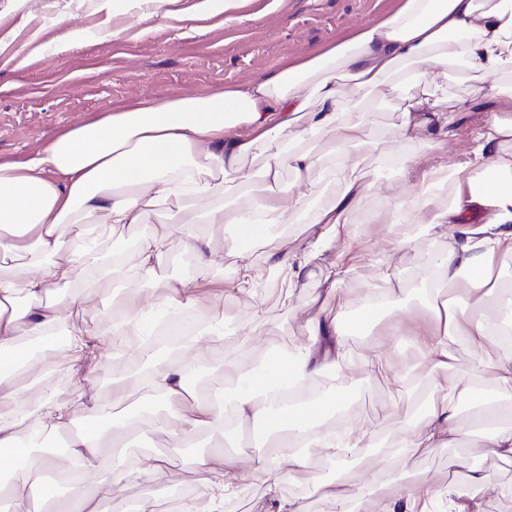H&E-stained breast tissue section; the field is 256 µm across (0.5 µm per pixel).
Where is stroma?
<instances>
[{"label": "stroma", "instance_id": "obj_1", "mask_svg": "<svg viewBox=\"0 0 512 512\" xmlns=\"http://www.w3.org/2000/svg\"><path fill=\"white\" fill-rule=\"evenodd\" d=\"M267 2L255 0L251 18L238 22H225L218 15L169 28L144 14L134 0H111L105 10L98 8L96 0H0V163L25 160L66 128L123 106L204 95L230 84L248 83L288 59L371 23L396 0H280L272 10ZM114 28L121 29V36L106 39V32ZM441 84L437 108L455 112V137L439 146L425 134L403 145L395 142L393 133L406 102L396 95L378 97L363 119L365 134L378 141L379 151L364 157L362 175L410 193L418 183L417 175L402 174L385 163V156L402 150L418 156L425 166L454 161L467 150L473 130L491 113L512 107L511 100L486 83L445 78ZM385 206L383 197H369L352 213L348 231L352 251L361 260L343 288L351 305H358L366 293L388 288L383 272L389 268L400 274L406 291L398 307L380 311L364 329L349 333L344 344L356 358L369 354L378 343L394 360L415 361L421 356L416 336L432 325L421 288L436 245L431 238L416 237L391 247L396 223L415 222L419 216L399 212L390 219L384 214ZM201 230L216 260L208 273H201L195 255L173 229L168 238L169 261L155 279L142 281L130 275L121 290L95 283L54 289L51 298L61 313L62 328L81 326L100 332L96 357L88 364L95 382L87 387L100 400H108L113 380L130 371L127 360L113 356L102 329L114 313L165 297L179 280L196 283L195 309L206 321L223 319L226 327L239 329L245 336L243 342L227 347L203 343L205 383L219 382L217 364L225 353L261 358L309 344L303 307L309 299L324 297V283L304 280L292 289L275 270L263 267L264 253L285 244L279 237L251 246L239 243L231 224H205ZM243 259L262 266L256 296L220 298L223 284ZM77 291L86 299L75 314L69 302ZM256 304L261 307L257 317L252 314ZM396 319L409 328V335L388 336ZM331 385L344 400L329 417V425L348 423L368 430L374 442L337 466L328 458L313 457L305 477L283 483V495L303 500L310 512H336L334 503L313 496L315 484L338 482L353 472L372 478L382 461L392 458L398 427L423 420V403L429 397L428 390L411 393L359 366L336 373ZM113 430L123 435L130 454L156 453L169 464L118 485L112 484L108 471L92 473L90 482L104 497L107 512H128L146 496L156 499L163 510L174 502L203 501L204 462L223 452L247 468L260 453L256 445L241 447L207 429L197 432L198 443L189 448L169 447L166 434L158 430H127L119 421ZM457 454L479 465L492 486L481 501V512H512V464L490 456L476 435L459 448L418 449L410 459L397 463L394 474L410 472L441 484L448 480L449 457Z\"/></svg>", "mask_w": 512, "mask_h": 512}]
</instances>
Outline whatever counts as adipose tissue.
I'll use <instances>...</instances> for the list:
<instances>
[{"instance_id": "ef3b65f1", "label": "adipose tissue", "mask_w": 512, "mask_h": 512, "mask_svg": "<svg viewBox=\"0 0 512 512\" xmlns=\"http://www.w3.org/2000/svg\"><path fill=\"white\" fill-rule=\"evenodd\" d=\"M147 2L152 16L183 23L217 14L236 20L248 0H198L189 14L167 10L168 0ZM454 68L477 82L492 80L495 91L512 92V0H400L396 10L345 41L247 85L113 111L68 129L26 161L0 164V366L21 367L17 375L0 373V498L7 501L8 512H51L56 502L45 488L52 471L65 484L59 503L66 512H103V499L88 475L105 465V434L76 433L72 423L79 413L90 422L112 420L114 409L136 392L152 403L192 397L191 405L160 423L174 448L190 447L195 434L206 428L236 436L247 423L266 420L278 431L267 442L270 454L258 457L254 468L237 470L232 458L209 468L203 508L181 503L173 512H224L225 494L259 472L266 486L255 512H307L301 500L282 494V481L304 477L313 452L331 459L357 453L364 435L349 426L339 433L326 425L325 413L340 405L335 391L324 390L297 408L288 397L330 380L343 363L347 330L341 311L348 297L342 285L356 269L345 258L351 249L349 209L380 192L393 209L421 216L401 226V241L428 236L437 244L433 269L424 279L434 326L422 342V363L396 364L382 352L366 361L369 372L407 385L415 384L420 367L429 370L426 416L418 425L398 428L397 446L408 456L440 447L447 439H467L474 424L459 405L469 394L474 408L490 421L481 433L484 448L512 460V413L476 388L489 377L511 396L512 353L478 357L464 373L455 367L460 338L477 346L487 336L512 334V325L503 320L512 312V282L496 274L498 262L512 256V114H492L462 160L424 171L409 195L391 184L360 181L362 155L377 145L364 139L362 123L346 117L390 89L407 100L398 141L431 131L452 137L454 114L424 111L423 100L437 96L439 77ZM259 153L266 187L254 195L238 174ZM285 167L293 171L296 187L286 199L277 190ZM329 182L340 191L335 205L319 217L318 242L325 250L340 249L341 258L322 265L316 253L285 248L264 257V264L279 270L289 284L325 283V301L306 305L313 338L309 347L283 349L259 361L225 357L223 382L199 397L190 378L200 362L199 339L228 343L232 333L217 321L197 336L179 322L176 342L150 352L132 343L148 319V308L141 307L113 318L105 329L114 353L137 365L126 381L113 383L109 402L83 391L60 402L49 386L38 385L32 366L44 375L62 361L83 366L97 336L75 327L64 341L49 344L60 328L59 310L49 299L53 289L120 276L130 267L138 278L150 280L164 262L167 231L144 238L131 255L109 248L116 228L163 214L167 223L177 225L205 271L212 260L199 225L231 224L258 242L280 223L283 210L304 211ZM471 292L480 293L485 311L468 325L446 296ZM22 332L46 339L39 358L21 346ZM52 435L66 438L63 454L31 457L15 466L22 443L35 446ZM448 470L443 486L382 482L380 512H414L422 499L445 501L449 512H480L489 488L483 471L458 457L449 459Z\"/></svg>"}]
</instances>
